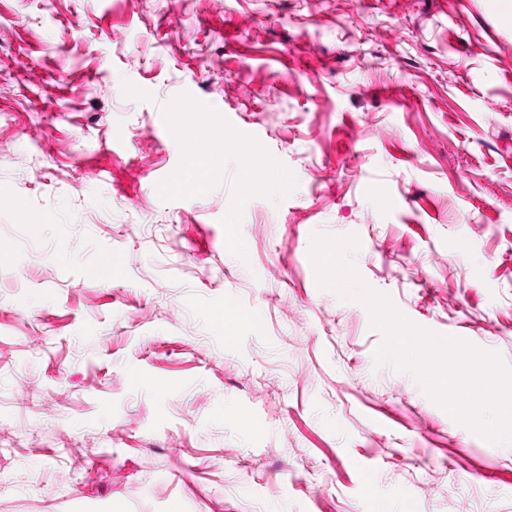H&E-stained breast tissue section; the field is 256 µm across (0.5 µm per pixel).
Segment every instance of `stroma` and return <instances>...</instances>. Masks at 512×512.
Wrapping results in <instances>:
<instances>
[{
  "instance_id": "obj_1",
  "label": "stroma",
  "mask_w": 512,
  "mask_h": 512,
  "mask_svg": "<svg viewBox=\"0 0 512 512\" xmlns=\"http://www.w3.org/2000/svg\"><path fill=\"white\" fill-rule=\"evenodd\" d=\"M319 231L512 366V0H0V512H512V447L375 367ZM198 170L203 171V176L198 175ZM205 171H206V160L200 154V152L195 151L192 154L191 164L188 169L185 170V174L183 177L182 183L178 186L180 189H190V190H201L206 182L205 179Z\"/></svg>"
}]
</instances>
